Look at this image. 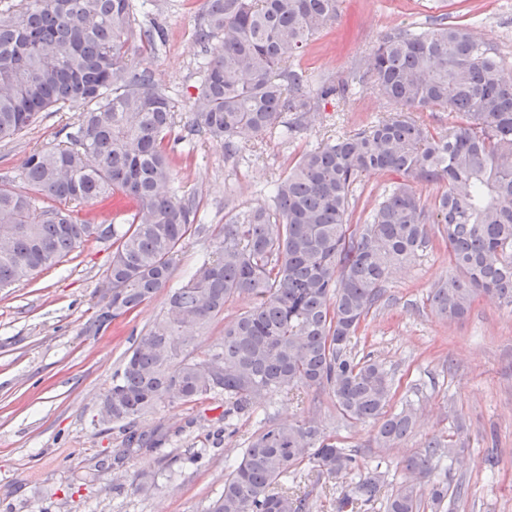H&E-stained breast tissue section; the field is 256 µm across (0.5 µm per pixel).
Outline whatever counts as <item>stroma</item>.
Returning a JSON list of instances; mask_svg holds the SVG:
<instances>
[{
  "mask_svg": "<svg viewBox=\"0 0 512 512\" xmlns=\"http://www.w3.org/2000/svg\"><path fill=\"white\" fill-rule=\"evenodd\" d=\"M201 0H150L143 21L161 28L157 52L131 49L129 62L153 72L158 84L187 105L198 93L194 32ZM343 17L315 38L302 59L316 79L361 70L386 34L426 29L434 16L468 23L512 67V0H343ZM389 105L371 88L343 106L328 102L309 112L295 139L246 137L242 156L193 137L198 162L177 164L175 184L199 201L205 229L183 245L170 282L179 287L216 248L231 210L268 205L266 188L287 175L303 151L328 136L358 130L385 116ZM77 112H43L20 136L0 141V186L23 188L22 170L34 151L64 143ZM112 242L93 239L31 280L0 290V512H208L263 415L285 423L321 422L359 462L380 465L381 496L361 512H385V498L401 483L428 492L431 480L464 486L452 512H512V310L483 293L468 315L449 321L428 296L450 272L448 246L436 241L409 267L396 269L376 309L360 325L353 352L385 363L393 383L391 410L414 408L412 434L379 447L376 427L342 417L327 391L303 387L279 394L224 431V399L165 403L138 423L164 432L151 452L112 465L123 435L101 424V399L136 339L166 315L167 292L103 331L86 332L99 308ZM452 444L458 460H442L433 477L407 471L406 462L430 439ZM204 449L195 461L194 449ZM141 472L154 486L132 491ZM357 472L328 482L301 468L295 483L310 512H336V499Z\"/></svg>",
  "mask_w": 512,
  "mask_h": 512,
  "instance_id": "obj_1",
  "label": "stroma"
}]
</instances>
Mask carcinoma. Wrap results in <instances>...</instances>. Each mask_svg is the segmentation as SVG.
<instances>
[{"mask_svg": "<svg viewBox=\"0 0 512 512\" xmlns=\"http://www.w3.org/2000/svg\"><path fill=\"white\" fill-rule=\"evenodd\" d=\"M342 0H205L196 34L199 92L189 127L240 152L244 134L287 139L328 99L356 96L369 80L396 115L330 136L273 181L270 205L240 209L219 233L212 256L169 295V314L135 341L102 401L124 432L114 461L151 451L158 440L135 429L163 403L224 394V429L267 396L301 387L328 389L343 417L377 424L391 448L416 424L410 408L388 410L392 379L384 364L352 355L350 344L382 297L392 269L418 259L438 233L451 273L430 295L435 312L460 320L482 292L512 309V71L470 28L439 18L422 32L387 34L355 78L314 82L302 53L332 28ZM220 42V51L208 50ZM159 30L137 19L136 0H14L0 6V140L28 129L41 112L80 110L67 144L36 150L24 190L0 188V289L51 268L81 244L112 239L107 284L112 312L100 331L152 299L171 281L186 240L203 229L199 203L171 186L178 102L152 72L133 69V45L156 52ZM461 112L465 125L433 133L410 112ZM293 113V121L285 113ZM370 171L396 174L362 223L350 225L353 186ZM448 189L427 205L421 182ZM51 201V206L39 202ZM112 208L123 220L101 232L55 203ZM245 296L249 307L224 322L220 349L194 356V335ZM455 453L431 439L406 468L431 473ZM308 464L333 480L361 468L313 419H266L224 478L210 512H305L306 499L274 486ZM380 472L370 469L336 500V512L375 501ZM435 482L430 508H444ZM422 495L401 484L385 512H420Z\"/></svg>", "mask_w": 512, "mask_h": 512, "instance_id": "cac0c4a2", "label": "carcinoma"}]
</instances>
